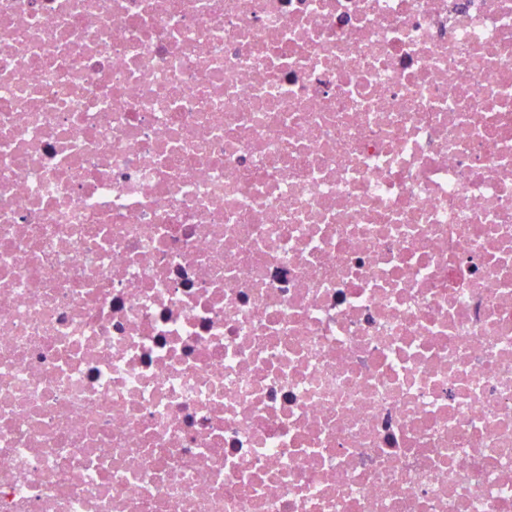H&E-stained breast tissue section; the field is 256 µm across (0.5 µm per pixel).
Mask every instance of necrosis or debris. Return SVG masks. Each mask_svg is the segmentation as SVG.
Instances as JSON below:
<instances>
[{
    "label": "necrosis or debris",
    "instance_id": "1",
    "mask_svg": "<svg viewBox=\"0 0 512 512\" xmlns=\"http://www.w3.org/2000/svg\"><path fill=\"white\" fill-rule=\"evenodd\" d=\"M0 512H512V0H0Z\"/></svg>",
    "mask_w": 512,
    "mask_h": 512
}]
</instances>
